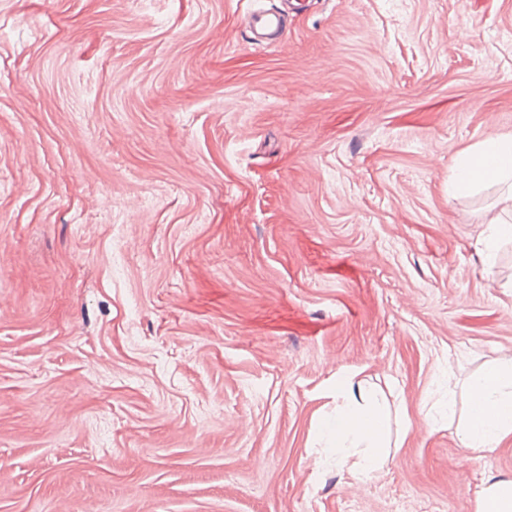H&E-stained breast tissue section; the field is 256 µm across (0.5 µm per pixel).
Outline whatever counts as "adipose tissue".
<instances>
[{"label": "adipose tissue", "mask_w": 512, "mask_h": 512, "mask_svg": "<svg viewBox=\"0 0 512 512\" xmlns=\"http://www.w3.org/2000/svg\"><path fill=\"white\" fill-rule=\"evenodd\" d=\"M457 188L497 183L504 185L503 210L512 213V135H500L480 147L458 155ZM469 407L460 428L461 440L473 459H482L502 440L512 436V358L486 366L468 385ZM336 413L323 423L324 453H336L345 465V450L359 459L353 465L356 478L370 477L383 463L390 445L389 411L365 388L352 382L336 384Z\"/></svg>", "instance_id": "adipose-tissue-1"}]
</instances>
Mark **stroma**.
I'll use <instances>...</instances> for the list:
<instances>
[{"label": "stroma", "mask_w": 512, "mask_h": 512, "mask_svg": "<svg viewBox=\"0 0 512 512\" xmlns=\"http://www.w3.org/2000/svg\"><path fill=\"white\" fill-rule=\"evenodd\" d=\"M507 133L512 0H0V512H473L512 439L420 409L512 356L503 189L448 192ZM280 22L273 12H258L253 15L254 40L262 41L265 36L279 32ZM336 414L323 423L324 442L320 459L336 448V464L345 465L343 449H353L359 459L352 474L358 479L369 478L384 460V448H390L389 411L364 387L357 390L350 381L336 383Z\"/></svg>", "instance_id": "obj_1"}]
</instances>
